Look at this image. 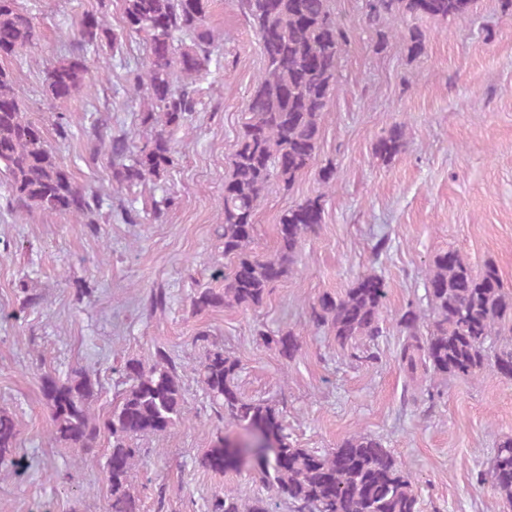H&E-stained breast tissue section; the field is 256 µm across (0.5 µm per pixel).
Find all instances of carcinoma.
<instances>
[{
    "label": "carcinoma",
    "mask_w": 512,
    "mask_h": 512,
    "mask_svg": "<svg viewBox=\"0 0 512 512\" xmlns=\"http://www.w3.org/2000/svg\"><path fill=\"white\" fill-rule=\"evenodd\" d=\"M473 0H365L364 22L378 29L389 17L464 19ZM210 0H121L119 31L105 17L82 16L71 54L51 65L45 76L50 99L76 96L90 80L87 55L109 47L122 48V38L144 36L146 60L133 73L134 90L142 93L140 124L149 136L141 144L123 134L109 141L113 178L120 188L159 179L173 165V132L185 125L197 105V82L209 71L217 39L207 23ZM254 30L263 67L245 104L248 117L224 179L221 224L224 257L234 260L224 277V292L202 290L192 309L253 308L269 288L299 262L302 240L324 221V198L307 197L279 218V246L274 255L250 251L256 231V209L272 181L289 188L317 157L320 120L336 87L342 54L351 26L335 14L331 0H238ZM425 34L409 30L408 54L425 49ZM39 41L32 16L21 0H0V62L16 59ZM405 144L404 125L395 123L374 145L382 160L395 157ZM0 174L7 180L12 211L39 210L71 216L94 224L96 198L78 185L48 144L41 123L19 97L12 73L0 67ZM386 285L376 273H364L340 295L326 293L310 306L309 321L328 330L350 361H370L386 336L383 308ZM426 309L408 306L395 320L399 336L396 360L423 401L438 393L425 386L429 379L478 378L487 367L512 378V290L504 287L493 265L474 273L456 250L435 255L425 276ZM256 335L264 345L288 359L298 350L289 329ZM240 361L215 348L198 370L210 404L224 422L258 435L257 477L291 512H420L411 472L383 445L366 433H356L332 451L300 448L293 442L282 412L275 406L244 398L237 388ZM112 409L100 416L91 410L96 382L74 371L66 377L46 373L43 398L51 413V436L86 454L99 439L110 441L103 471L110 492L108 512H140L134 487L141 456L135 440L164 434L177 427L186 412L185 394L172 358L158 351L152 366L125 361ZM19 435L14 417L0 410V466L17 464L13 453ZM241 449L219 431L198 465L221 473L239 467ZM512 501V437L498 441L490 466L476 474ZM208 512H275L271 499L248 501L233 491L217 494Z\"/></svg>",
    "instance_id": "carcinoma-1"
}]
</instances>
